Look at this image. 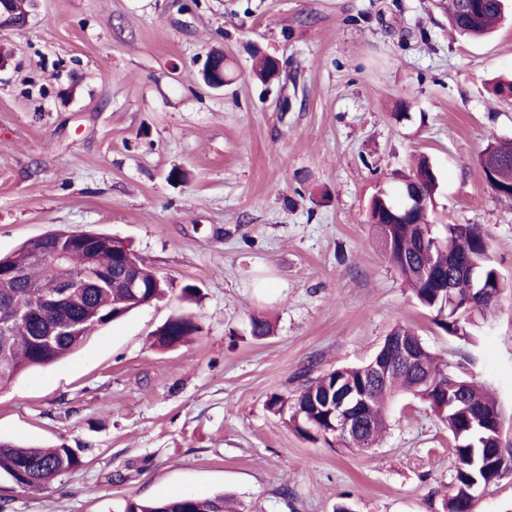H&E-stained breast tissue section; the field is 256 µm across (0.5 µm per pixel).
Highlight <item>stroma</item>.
<instances>
[{
	"label": "stroma",
	"mask_w": 512,
	"mask_h": 512,
	"mask_svg": "<svg viewBox=\"0 0 512 512\" xmlns=\"http://www.w3.org/2000/svg\"><path fill=\"white\" fill-rule=\"evenodd\" d=\"M0 51V255L55 230L116 235L167 286L0 392V440L86 449L40 493L1 478L0 512L219 494L235 512H443L450 438L419 400L393 401L364 451L307 441L268 407L398 325L493 393L512 444V200L479 166L512 141V98L489 91L512 76V20L476 40L440 0H36ZM215 51L220 89L202 79ZM260 53L297 88L288 111L252 75ZM421 157L439 177L431 221L480 225L503 275L471 342L415 302L367 222ZM177 314L199 332L155 346Z\"/></svg>",
	"instance_id": "1"
}]
</instances>
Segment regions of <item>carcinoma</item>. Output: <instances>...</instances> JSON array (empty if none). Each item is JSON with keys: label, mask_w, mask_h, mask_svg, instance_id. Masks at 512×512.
Masks as SVG:
<instances>
[{"label": "carcinoma", "mask_w": 512, "mask_h": 512, "mask_svg": "<svg viewBox=\"0 0 512 512\" xmlns=\"http://www.w3.org/2000/svg\"><path fill=\"white\" fill-rule=\"evenodd\" d=\"M505 0H451L448 8L452 25L470 36L487 34L505 20ZM499 167L497 178L490 182L501 197L512 199V142L491 145ZM437 176L429 164L419 162L406 177L402 194L405 200H425L433 205ZM405 206H397L384 194L375 195L368 209V223L390 264L399 272L413 296L425 309L436 313L437 325L450 335L470 338L468 328L487 324L498 307L495 299L503 280L498 269L486 258L483 230L477 224L429 223L428 212L420 209L404 215ZM65 233L52 232L36 243L26 241L0 258V264H24L23 276L17 281L0 282V317L14 304L31 309L22 320L0 329V391L9 388L21 374L63 360L79 349L94 332L112 322V316L126 315L141 303H152L165 295V283H156L148 265L138 261V271L146 284L140 297L127 287L124 276L125 255L133 253L131 244L115 243L101 236L93 250L73 246L70 267L80 275L94 267L112 276L110 288H83L80 301L71 305L51 302L58 290L59 271L45 260H28L31 251L57 247ZM454 254L448 262V254ZM483 293L477 306L465 303L471 289ZM63 325L66 332L50 335L51 329ZM198 332L194 321L184 315L167 320L156 332V342L163 348L181 344ZM386 339H403L418 346L415 362L397 367L387 377L375 380L371 362L332 370L311 382L293 404L272 396L268 407L274 413L288 415V425L310 441L332 435L326 408L328 397H336L340 386L365 389L367 406L355 412L361 421L358 450L376 444L385 427L386 402L404 391L423 402L448 428L451 454L455 466L451 475V492L445 512H471L479 492L500 482V467L494 462L476 459L487 450H502L512 458V445L503 444V411L497 399L477 383L448 370L438 361L421 339L404 325L395 326ZM83 449L65 444L52 448L21 446L0 441V475L8 476L20 489L36 493L53 479L84 466ZM123 512H225L224 496L200 499L174 497L159 502L129 499Z\"/></svg>", "instance_id": "cac0c4a2"}]
</instances>
